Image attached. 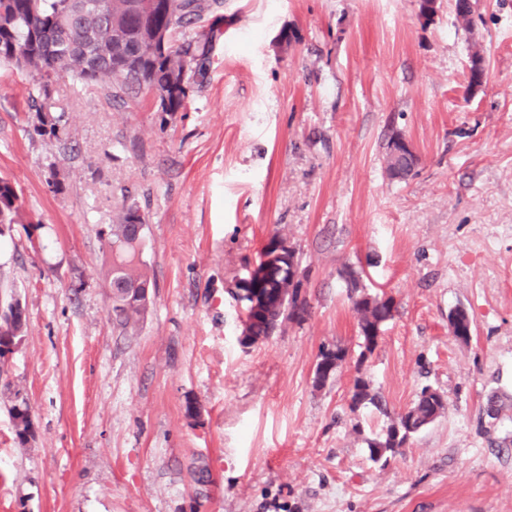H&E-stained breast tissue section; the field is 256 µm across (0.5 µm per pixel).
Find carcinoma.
I'll return each mask as SVG.
<instances>
[{
  "label": "carcinoma",
  "mask_w": 512,
  "mask_h": 512,
  "mask_svg": "<svg viewBox=\"0 0 512 512\" xmlns=\"http://www.w3.org/2000/svg\"><path fill=\"white\" fill-rule=\"evenodd\" d=\"M222 0H0V62L36 78V92L46 97L53 82L72 75L86 84L100 85L112 99L125 101L153 95L163 112L186 108L190 90L203 83L210 65L213 32L187 34L206 13H214ZM39 129L58 136L63 117H52L36 108ZM22 202L11 179L0 176V226L17 223ZM144 223L132 204L113 217L102 231L106 236L112 291V323L124 331L134 328L150 306L137 297L135 287L151 280L141 259L142 241L131 225ZM299 257L294 247L265 282L267 302L255 314L252 335L242 341L248 347L271 337V328L286 321H302L309 304L301 296ZM347 296L358 318L359 360L372 354L378 344L374 333L378 321L394 316V298L370 294L363 284V271L346 266L340 272ZM8 329L0 330V370L24 338L27 316L23 310L4 317ZM452 334L470 339L473 323L463 309L449 316ZM348 349L338 346L321 350L315 367V386H324L343 366ZM373 404L382 407L370 382L359 376L354 382L350 409ZM447 409L444 396L428 387L408 411L391 420L383 434L368 442L374 462H388L405 447L412 435L432 423ZM15 435L23 444L31 436L30 408L26 398L16 397L11 408Z\"/></svg>",
  "instance_id": "obj_1"
}]
</instances>
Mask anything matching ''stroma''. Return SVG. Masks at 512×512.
Wrapping results in <instances>:
<instances>
[{
    "instance_id": "35a3bbf8",
    "label": "stroma",
    "mask_w": 512,
    "mask_h": 512,
    "mask_svg": "<svg viewBox=\"0 0 512 512\" xmlns=\"http://www.w3.org/2000/svg\"><path fill=\"white\" fill-rule=\"evenodd\" d=\"M477 12L466 30L453 0L429 22L419 0H224L195 26L213 49L186 111L54 82L69 151L36 129L32 76L0 62V175L25 200L0 292L27 314L0 372V512H512V0ZM396 132L418 158L401 181ZM131 204L155 288L126 333L100 231ZM276 232L310 313L246 348L233 289ZM348 265L398 305L363 362ZM338 345L346 363L315 387ZM360 376L386 412L351 409ZM426 387L446 411L373 462L368 440ZM348 356V349L341 346L321 350L315 367V386H324L343 366ZM15 404L11 408L12 418L14 421L15 435L19 443H25L31 436V419L30 408L26 398L20 397V393L16 394Z\"/></svg>"
}]
</instances>
